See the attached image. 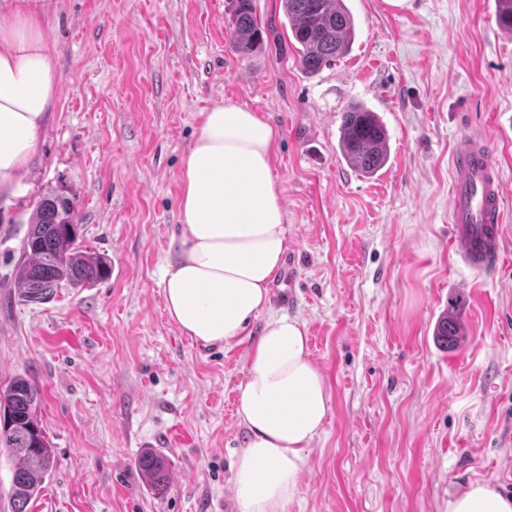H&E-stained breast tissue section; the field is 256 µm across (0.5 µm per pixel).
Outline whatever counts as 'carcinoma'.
Instances as JSON below:
<instances>
[{
	"label": "carcinoma",
	"mask_w": 512,
	"mask_h": 512,
	"mask_svg": "<svg viewBox=\"0 0 512 512\" xmlns=\"http://www.w3.org/2000/svg\"><path fill=\"white\" fill-rule=\"evenodd\" d=\"M282 7L306 72L318 73L347 55L354 23L343 0H282ZM497 11L501 27L512 32V0H497ZM233 21L234 44L242 56L262 48L263 28L254 16L252 0H236ZM340 147L353 168L373 175L388 160L387 130L375 112L352 102L342 113ZM79 234L75 205L65 192L53 191L36 203L15 269L24 301L45 303L63 283L90 288L110 276V263L83 251ZM460 307L461 301L452 302V310L437 324L436 336L447 345L456 344L463 336L457 313ZM40 403L41 390L24 376L0 390V451L15 462L12 512H28L55 467L53 448L37 416ZM137 468L151 490L161 494L167 489L168 471L157 452L143 453Z\"/></svg>",
	"instance_id": "cac0c4a2"
}]
</instances>
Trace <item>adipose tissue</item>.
I'll use <instances>...</instances> for the list:
<instances>
[{"label":"adipose tissue","mask_w":512,"mask_h":512,"mask_svg":"<svg viewBox=\"0 0 512 512\" xmlns=\"http://www.w3.org/2000/svg\"><path fill=\"white\" fill-rule=\"evenodd\" d=\"M41 0L0 23V194L23 196L58 75ZM280 135L260 113L227 100L204 112L179 172L178 248L162 279L166 310L186 335L231 346L268 303L287 250V214L273 176ZM330 395L309 358L305 325L268 317L240 387L248 432L233 467L239 512H292L305 452L320 433ZM448 512H512V498L471 483Z\"/></svg>","instance_id":"obj_1"}]
</instances>
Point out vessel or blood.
Here are the masks:
<instances>
[{
	"label": "vessel or blood",
	"mask_w": 512,
	"mask_h": 512,
	"mask_svg": "<svg viewBox=\"0 0 512 512\" xmlns=\"http://www.w3.org/2000/svg\"><path fill=\"white\" fill-rule=\"evenodd\" d=\"M451 243L469 268L490 273L501 262L503 214L501 177L490 144L481 137L460 138L452 155Z\"/></svg>",
	"instance_id": "b4317fda"
}]
</instances>
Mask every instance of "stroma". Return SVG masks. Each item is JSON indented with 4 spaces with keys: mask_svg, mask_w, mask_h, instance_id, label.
I'll return each mask as SVG.
<instances>
[{
    "mask_svg": "<svg viewBox=\"0 0 512 512\" xmlns=\"http://www.w3.org/2000/svg\"><path fill=\"white\" fill-rule=\"evenodd\" d=\"M355 37L318 74L300 65L280 0H253L265 46L241 58L233 0H51L57 98L26 180L0 196V389L25 376L56 466L31 512H238L231 463L252 344L205 345L165 309L179 171L224 100L280 129L273 172L287 212L309 357L330 411L307 450L294 512H448L476 481L512 496V32L495 0H344ZM377 112L389 159L343 158V109ZM488 139L502 177V266L477 274L449 241L450 159ZM75 201L82 246L110 261L92 288L28 303L14 269L37 200ZM460 297L465 342L434 328ZM163 456L157 496L136 461Z\"/></svg>",
    "mask_w": 512,
    "mask_h": 512,
    "instance_id": "35a3bbf8",
    "label": "stroma"
}]
</instances>
